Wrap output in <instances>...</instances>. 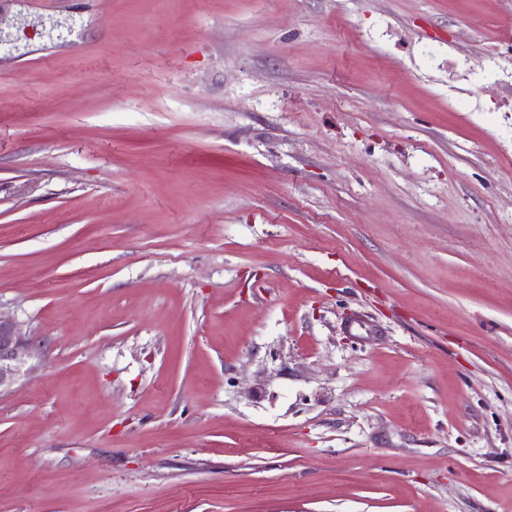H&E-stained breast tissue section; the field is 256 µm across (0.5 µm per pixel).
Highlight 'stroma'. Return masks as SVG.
Instances as JSON below:
<instances>
[{
	"label": "stroma",
	"mask_w": 512,
	"mask_h": 512,
	"mask_svg": "<svg viewBox=\"0 0 512 512\" xmlns=\"http://www.w3.org/2000/svg\"><path fill=\"white\" fill-rule=\"evenodd\" d=\"M0 512H512V0H0ZM25 336L18 321L0 315V397L14 391L27 371L31 346Z\"/></svg>",
	"instance_id": "stroma-1"
}]
</instances>
